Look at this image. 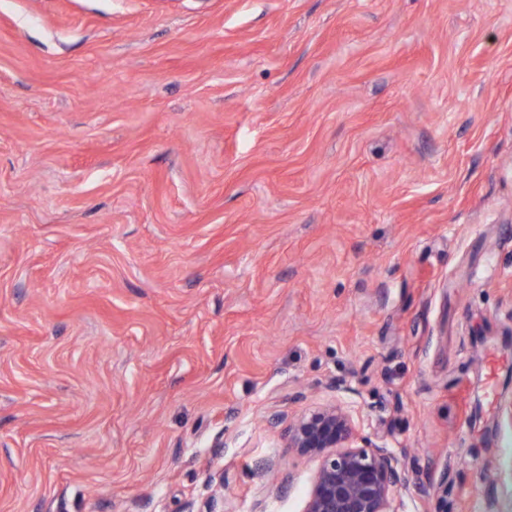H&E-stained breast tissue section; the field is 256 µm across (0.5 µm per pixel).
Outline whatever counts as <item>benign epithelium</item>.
I'll return each mask as SVG.
<instances>
[{
  "label": "benign epithelium",
  "instance_id": "1",
  "mask_svg": "<svg viewBox=\"0 0 512 512\" xmlns=\"http://www.w3.org/2000/svg\"><path fill=\"white\" fill-rule=\"evenodd\" d=\"M282 437L289 452L318 460L303 512H401L409 484L397 453L362 436L343 404L297 416Z\"/></svg>",
  "mask_w": 512,
  "mask_h": 512
}]
</instances>
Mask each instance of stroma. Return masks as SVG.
Wrapping results in <instances>:
<instances>
[{
	"instance_id": "stroma-1",
	"label": "stroma",
	"mask_w": 512,
	"mask_h": 512,
	"mask_svg": "<svg viewBox=\"0 0 512 512\" xmlns=\"http://www.w3.org/2000/svg\"><path fill=\"white\" fill-rule=\"evenodd\" d=\"M336 400L512 512V0H0V512H303Z\"/></svg>"
}]
</instances>
